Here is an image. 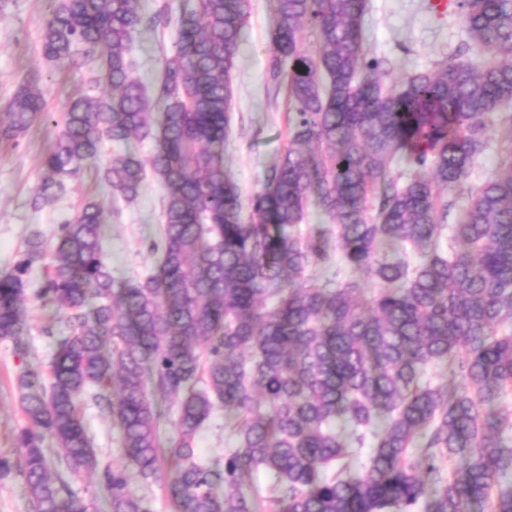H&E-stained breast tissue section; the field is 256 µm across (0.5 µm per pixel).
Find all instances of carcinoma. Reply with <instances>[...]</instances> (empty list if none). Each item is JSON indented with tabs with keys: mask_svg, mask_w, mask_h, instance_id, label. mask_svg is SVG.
<instances>
[{
	"mask_svg": "<svg viewBox=\"0 0 512 512\" xmlns=\"http://www.w3.org/2000/svg\"><path fill=\"white\" fill-rule=\"evenodd\" d=\"M267 78L293 102L288 147L243 205L224 168L232 71L251 0H192L178 15L144 0H55L43 57L100 63L105 91L46 110L39 77L0 119V141L34 123L56 135L30 205L41 208L88 165L127 203L147 174L163 191L160 253L147 275L114 284L94 200L60 225L38 292L66 331L45 373L17 374L27 425L19 472L35 512H91L67 476L96 473L112 512H155L130 490L162 463L172 512H512V164L466 180L499 114L512 144V0H460L468 42L492 58L448 63L386 88L367 59V0H275ZM175 26L156 96L134 76L135 34ZM316 29L317 53L301 33ZM151 139L154 152L101 161L104 143ZM407 166L395 177L392 161ZM469 205L456 215L453 191ZM326 223L303 225L308 207ZM35 235L0 271V339L29 354L26 284ZM326 275L310 274L316 267ZM429 366L448 378L425 377ZM106 411L135 469L104 462L79 415ZM175 407V433L158 420ZM236 438L224 463L195 439L215 408ZM56 444V456L43 447ZM369 449L352 471L347 457ZM274 475L266 494L254 484Z\"/></svg>",
	"mask_w": 512,
	"mask_h": 512,
	"instance_id": "1",
	"label": "carcinoma"
}]
</instances>
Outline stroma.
<instances>
[{
	"mask_svg": "<svg viewBox=\"0 0 512 512\" xmlns=\"http://www.w3.org/2000/svg\"><path fill=\"white\" fill-rule=\"evenodd\" d=\"M252 9L236 66L232 72L235 101L231 133L224 146V166L243 195L261 186L263 175L288 143L285 94L274 93L266 78V48L276 22L274 0H251ZM51 0H9L0 11V114L11 102L17 87L38 75L49 111H59L76 95H98L97 62L81 67H57L41 51L45 19ZM363 37L391 79L430 71L455 60L480 63L476 51L467 49V36L455 13L437 15L430 0H367ZM174 32L140 33L133 47L138 77L148 89L160 79V56L170 48ZM54 136L53 127L36 125L17 139L16 145L0 144V270L10 268L32 234H40L45 254H52L59 224L70 219L88 198L102 205L105 262L115 283L145 275L157 263L150 249L161 228V191L148 181L140 198L132 204L112 197L98 181L94 170H86L66 183L64 192L41 209L30 199L40 182L41 160ZM61 315L36 299L27 303L30 364L48 366L55 348ZM22 361L10 341L0 340V455L16 457V433L27 420L19 403L16 375ZM86 432L99 453L119 463V432L92 399L81 405Z\"/></svg>",
	"mask_w": 512,
	"mask_h": 512,
	"instance_id": "obj_1",
	"label": "stroma"
}]
</instances>
